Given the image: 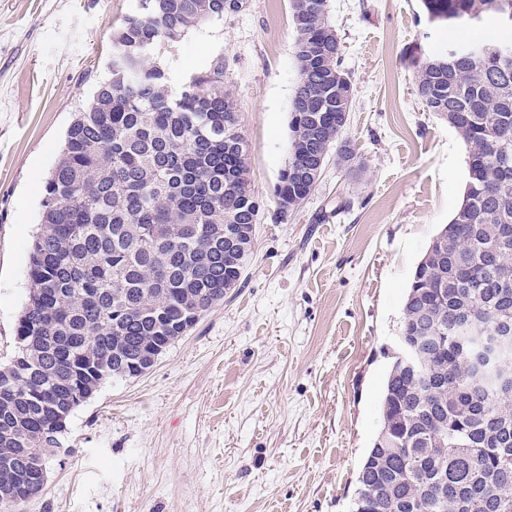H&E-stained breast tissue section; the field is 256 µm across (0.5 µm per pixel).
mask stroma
<instances>
[{"label":"stroma","mask_w":512,"mask_h":512,"mask_svg":"<svg viewBox=\"0 0 512 512\" xmlns=\"http://www.w3.org/2000/svg\"><path fill=\"white\" fill-rule=\"evenodd\" d=\"M138 0H0V362L28 297L44 181L75 112L108 78L112 34ZM355 98L286 221L272 219L298 79L292 0H248L161 45L172 88L216 59L261 206L245 283L146 374L103 384L67 423L42 492L16 512H350L381 426L387 356L414 266L458 207L457 133L414 94L417 63L463 33L422 0H327Z\"/></svg>","instance_id":"stroma-1"}]
</instances>
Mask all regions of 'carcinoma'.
<instances>
[{
    "mask_svg": "<svg viewBox=\"0 0 512 512\" xmlns=\"http://www.w3.org/2000/svg\"><path fill=\"white\" fill-rule=\"evenodd\" d=\"M112 38L111 76L69 125L43 187L29 252V296L16 350L0 364V512L15 490L67 453L63 432L84 394L172 345L244 283L260 205L249 151L224 94L221 60L172 93L157 49L246 0H141ZM450 28L494 16L512 29V0H422ZM298 81L290 156L275 186L285 220L314 188L301 172L342 135L353 85L326 0H292ZM418 64L424 110L460 136L462 201L412 273L399 350L381 394V427L357 476L354 512H512V380L491 384L472 332L512 340V38L470 40ZM330 120L315 121L321 114ZM246 247L228 255L224 232Z\"/></svg>",
    "mask_w": 512,
    "mask_h": 512,
    "instance_id": "carcinoma-1",
    "label": "carcinoma"
}]
</instances>
